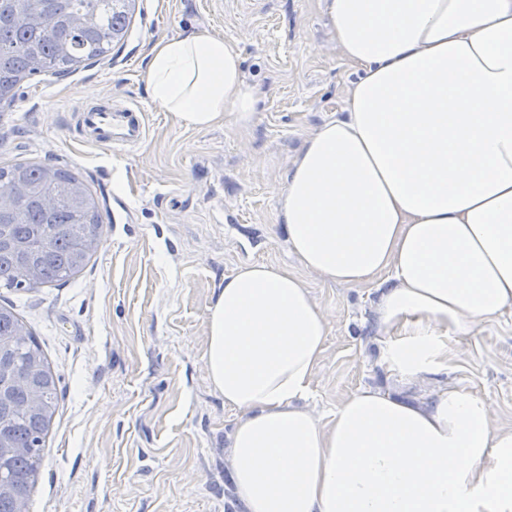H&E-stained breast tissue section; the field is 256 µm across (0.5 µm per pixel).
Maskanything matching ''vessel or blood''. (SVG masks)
Here are the masks:
<instances>
[{"label":"vessel or blood","mask_w":512,"mask_h":512,"mask_svg":"<svg viewBox=\"0 0 512 512\" xmlns=\"http://www.w3.org/2000/svg\"><path fill=\"white\" fill-rule=\"evenodd\" d=\"M78 124L86 138L105 148H132L145 136V124L139 108L114 110L106 106L83 109Z\"/></svg>","instance_id":"obj_1"}]
</instances>
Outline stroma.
I'll list each match as a JSON object with an SVG mask.
<instances>
[{"label": "stroma", "mask_w": 512, "mask_h": 512, "mask_svg": "<svg viewBox=\"0 0 512 512\" xmlns=\"http://www.w3.org/2000/svg\"><path fill=\"white\" fill-rule=\"evenodd\" d=\"M217 33L262 96L247 124L185 130L146 89L147 53L164 37ZM356 70L341 60L322 0H135L104 59L21 83L0 112V164H54L101 201L102 244L61 286L0 289L58 377V409L29 512H242L225 451L239 414L205 367L216 290L244 262L300 271L329 331L308 407L329 419L365 387L391 381L378 359L380 282L348 287L300 270L280 195L306 138L343 117ZM138 105L147 134L107 150L75 132L81 107ZM482 396L512 425V313L449 334L448 367L400 385L415 400L443 389Z\"/></svg>", "instance_id": "obj_1"}]
</instances>
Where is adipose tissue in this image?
<instances>
[{"label": "adipose tissue", "mask_w": 512, "mask_h": 512, "mask_svg": "<svg viewBox=\"0 0 512 512\" xmlns=\"http://www.w3.org/2000/svg\"><path fill=\"white\" fill-rule=\"evenodd\" d=\"M358 78L345 118L306 139L281 196L301 266L383 278L380 362L401 379L448 363V335L512 308V0H324ZM151 99L185 129L249 121L239 51L191 32L148 53ZM328 323L271 263L226 276L206 369L239 410L226 461L246 512H512V427L481 396L431 403L358 390L322 421L304 405Z\"/></svg>", "instance_id": "ef3b65f1"}]
</instances>
